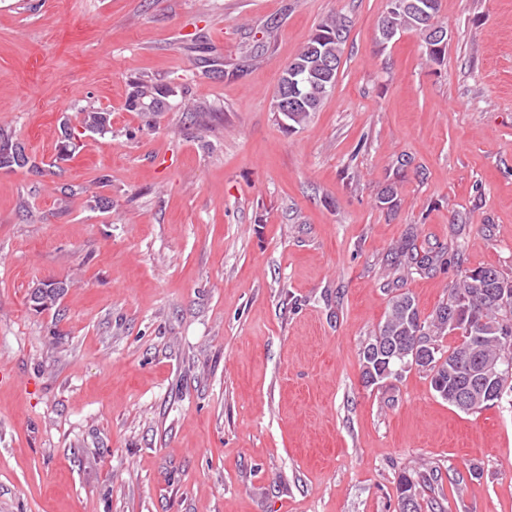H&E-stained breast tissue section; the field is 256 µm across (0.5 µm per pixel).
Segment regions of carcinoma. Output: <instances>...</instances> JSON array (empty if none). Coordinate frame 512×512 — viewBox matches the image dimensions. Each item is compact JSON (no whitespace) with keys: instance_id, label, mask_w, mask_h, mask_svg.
<instances>
[{"instance_id":"cac0c4a2","label":"carcinoma","mask_w":512,"mask_h":512,"mask_svg":"<svg viewBox=\"0 0 512 512\" xmlns=\"http://www.w3.org/2000/svg\"><path fill=\"white\" fill-rule=\"evenodd\" d=\"M433 6L426 21H421L418 14L410 9L386 11L381 19L379 30L397 35L403 30H414L424 34V27L433 25L439 12V0H430ZM316 31L329 38L326 55L311 50L312 39H307L299 51L282 69L277 91L288 90L291 80H296V104L284 115L288 125L296 127L308 122L314 112L318 111L323 101L330 95L336 85L348 24L346 18L339 16L321 22ZM166 88L163 83L137 80L132 84L128 107L137 112L158 116L168 107V97L161 94ZM82 127L85 131L106 135L112 132V113L104 110L89 109L82 111ZM37 165L30 164V157L25 153V146L11 132L0 128V169L24 168ZM448 263L447 251L419 252L415 235L410 232L404 241L391 253L390 265L402 275L430 276L437 269ZM512 278L502 274L500 278L490 281H477L471 276V269L460 270L459 277L448 288L446 301L458 296L470 297L474 307V320L481 326L468 330L461 335L460 342L451 349L442 348L441 340L461 324H454L441 315L443 305L422 316L415 298L408 292L392 296L384 320L379 323L373 339L362 351V363L374 364L375 349L379 345L410 349L414 346H431L432 357L423 371L430 377L431 388L450 405H455L454 398L461 386L459 365L472 358L492 369H498L500 345L497 336L505 326L512 329V309L502 308L500 295L501 284ZM70 287L67 281H51L34 288L30 300L40 309H50ZM493 385L499 397L484 401L479 405L483 409L490 407L508 393H512V375H493ZM428 482L427 476L415 479L410 475L399 478L397 485L398 512H420L418 502L419 489Z\"/></svg>"}]
</instances>
